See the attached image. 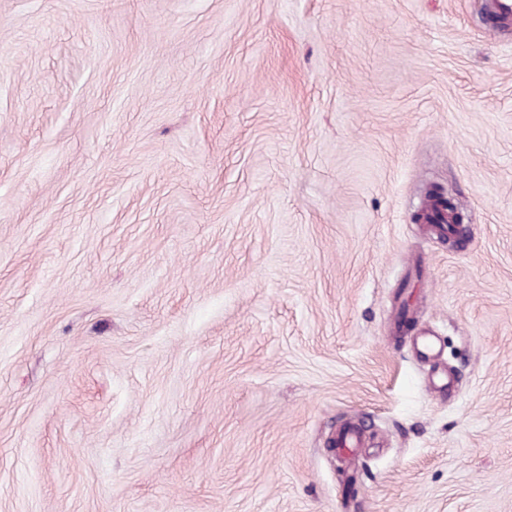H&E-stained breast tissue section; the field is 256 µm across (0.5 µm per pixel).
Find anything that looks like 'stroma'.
<instances>
[{
    "instance_id": "1",
    "label": "stroma",
    "mask_w": 512,
    "mask_h": 512,
    "mask_svg": "<svg viewBox=\"0 0 512 512\" xmlns=\"http://www.w3.org/2000/svg\"><path fill=\"white\" fill-rule=\"evenodd\" d=\"M491 11L0 0V512H512Z\"/></svg>"
}]
</instances>
